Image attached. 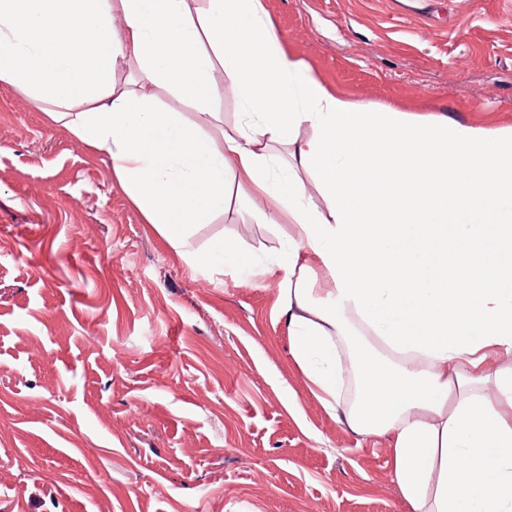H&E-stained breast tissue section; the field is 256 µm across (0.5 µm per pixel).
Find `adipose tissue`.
<instances>
[{
  "instance_id": "adipose-tissue-1",
  "label": "adipose tissue",
  "mask_w": 512,
  "mask_h": 512,
  "mask_svg": "<svg viewBox=\"0 0 512 512\" xmlns=\"http://www.w3.org/2000/svg\"><path fill=\"white\" fill-rule=\"evenodd\" d=\"M122 65L138 79L116 84ZM218 70L242 118L217 148ZM146 84L192 103L196 121ZM0 85L105 154L176 246L223 211L231 178L254 223L288 220L277 264L313 392L331 407L353 385L349 422L392 436L412 512H512V126L333 91L283 49L261 0H0Z\"/></svg>"
}]
</instances>
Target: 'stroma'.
<instances>
[{"label": "stroma", "instance_id": "obj_1", "mask_svg": "<svg viewBox=\"0 0 512 512\" xmlns=\"http://www.w3.org/2000/svg\"><path fill=\"white\" fill-rule=\"evenodd\" d=\"M345 96L512 126V0H262ZM192 263L108 158L0 87V512H411L390 435L354 433L292 354L278 254L237 186ZM242 257V250L237 243L224 240L215 244L207 254L203 255L201 262L212 267H222L224 263L238 262Z\"/></svg>", "mask_w": 512, "mask_h": 512}]
</instances>
